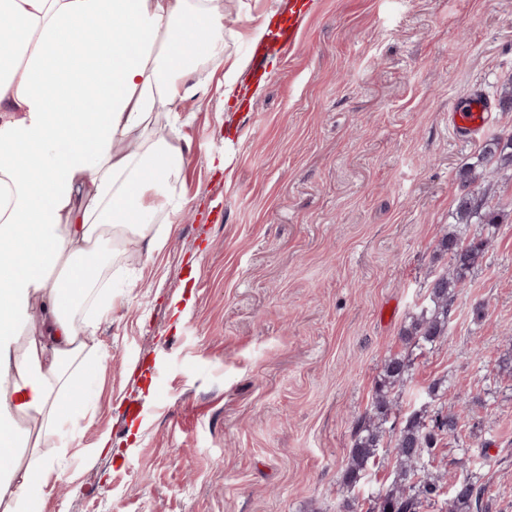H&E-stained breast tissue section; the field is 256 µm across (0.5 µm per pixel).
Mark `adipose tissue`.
I'll use <instances>...</instances> for the list:
<instances>
[{
  "instance_id": "adipose-tissue-1",
  "label": "adipose tissue",
  "mask_w": 512,
  "mask_h": 512,
  "mask_svg": "<svg viewBox=\"0 0 512 512\" xmlns=\"http://www.w3.org/2000/svg\"><path fill=\"white\" fill-rule=\"evenodd\" d=\"M0 16V512H37L83 402L92 260L107 237L157 246L146 196L182 153L144 135L223 54L224 17L210 0H0Z\"/></svg>"
}]
</instances>
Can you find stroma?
<instances>
[{"instance_id": "stroma-1", "label": "stroma", "mask_w": 512, "mask_h": 512, "mask_svg": "<svg viewBox=\"0 0 512 512\" xmlns=\"http://www.w3.org/2000/svg\"><path fill=\"white\" fill-rule=\"evenodd\" d=\"M308 5L299 53L255 54V30ZM224 53L185 79L177 112L148 131L182 149L171 185L192 208L157 214L161 244L103 253L94 300L111 299L75 434L39 512H339L391 487L382 451L364 481L343 472L384 360L446 270L438 243L477 143L448 114L469 95L497 107L512 82V0H213ZM234 70L232 97L224 74ZM498 226L458 288L448 336L399 388V415L448 383L492 512H512V173L488 189ZM109 448L98 450L101 437Z\"/></svg>"}]
</instances>
